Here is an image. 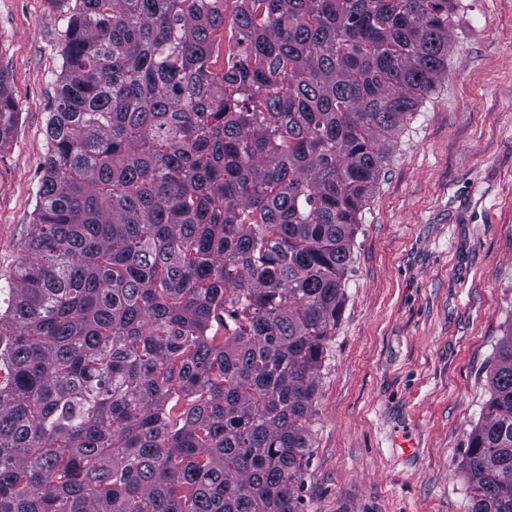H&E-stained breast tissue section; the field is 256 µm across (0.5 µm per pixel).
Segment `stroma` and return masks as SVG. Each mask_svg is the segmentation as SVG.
<instances>
[{"label":"stroma","mask_w":512,"mask_h":512,"mask_svg":"<svg viewBox=\"0 0 512 512\" xmlns=\"http://www.w3.org/2000/svg\"><path fill=\"white\" fill-rule=\"evenodd\" d=\"M463 2L448 74L360 213L314 403L306 512L472 510L460 460L512 324V0ZM63 15L51 0H0V70L18 104L0 148V289L32 230Z\"/></svg>","instance_id":"1"}]
</instances>
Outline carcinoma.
<instances>
[{
    "mask_svg": "<svg viewBox=\"0 0 512 512\" xmlns=\"http://www.w3.org/2000/svg\"><path fill=\"white\" fill-rule=\"evenodd\" d=\"M75 0L0 299V512H303L351 242L461 0ZM18 105L0 70V148ZM461 466L512 512V328Z\"/></svg>",
    "mask_w": 512,
    "mask_h": 512,
    "instance_id": "carcinoma-1",
    "label": "carcinoma"
}]
</instances>
